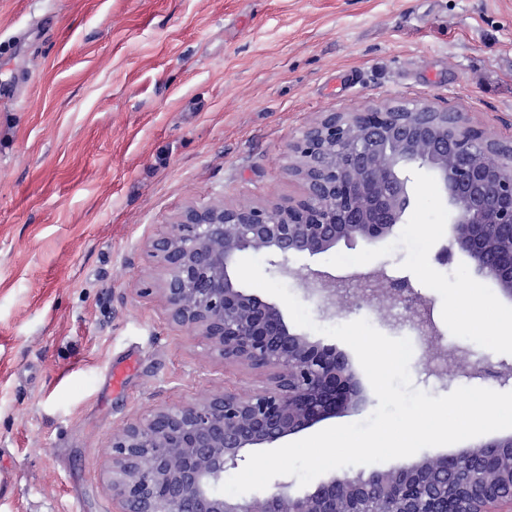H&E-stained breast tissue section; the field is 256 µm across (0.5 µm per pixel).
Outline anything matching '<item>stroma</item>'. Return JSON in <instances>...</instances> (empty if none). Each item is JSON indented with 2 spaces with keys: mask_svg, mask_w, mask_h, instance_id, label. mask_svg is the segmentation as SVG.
<instances>
[{
  "mask_svg": "<svg viewBox=\"0 0 512 512\" xmlns=\"http://www.w3.org/2000/svg\"><path fill=\"white\" fill-rule=\"evenodd\" d=\"M406 99L512 139V0H0V512H116L103 480L116 430L266 385L147 294V243L191 205L300 198L288 146L305 129ZM415 187L385 242L290 265L384 267L430 306L438 337L358 289L324 312L296 278L262 271L308 309L312 339L364 319L410 341L418 390L512 392L465 372L512 369L497 334L512 302L464 256L437 263L448 207L428 171ZM448 347L455 363L432 375L427 356ZM130 358L114 387L108 368Z\"/></svg>",
  "mask_w": 512,
  "mask_h": 512,
  "instance_id": "1",
  "label": "stroma"
}]
</instances>
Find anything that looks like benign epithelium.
<instances>
[{"mask_svg":"<svg viewBox=\"0 0 512 512\" xmlns=\"http://www.w3.org/2000/svg\"><path fill=\"white\" fill-rule=\"evenodd\" d=\"M289 171L305 183L287 204L192 206L172 230L152 238L157 293L171 321L205 338L224 363L268 373L251 394L214 392L167 405L118 430L104 480L117 512H494L512 510V490L493 480L512 435L387 470L332 476L302 494L276 483L263 497L219 491L224 473L251 448L290 435L365 402L345 352L291 329L281 307L251 293L236 266L245 252L263 253L285 274L291 256H315L339 243H380L404 223L412 175L431 173L448 204L449 245L512 301V141L488 137L460 112L424 100L390 102L360 112H329L288 147ZM372 282L375 296L394 282L376 268L343 275L307 269L301 286L328 310L342 287Z\"/></svg>","mask_w":512,"mask_h":512,"instance_id":"7a95c632","label":"benign epithelium"}]
</instances>
